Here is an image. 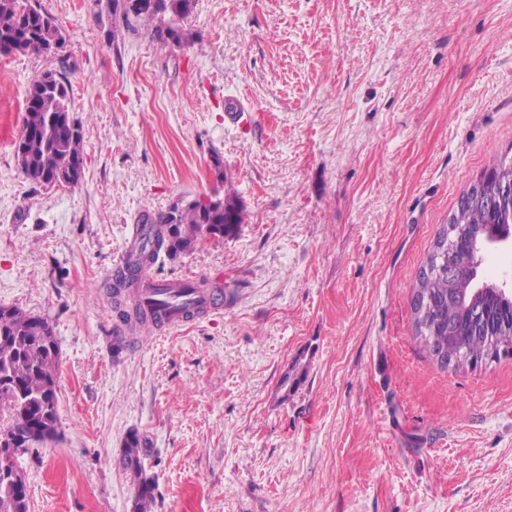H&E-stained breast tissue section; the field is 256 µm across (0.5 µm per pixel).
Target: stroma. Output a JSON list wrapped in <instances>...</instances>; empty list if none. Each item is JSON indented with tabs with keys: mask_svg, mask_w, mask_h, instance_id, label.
Here are the masks:
<instances>
[{
	"mask_svg": "<svg viewBox=\"0 0 512 512\" xmlns=\"http://www.w3.org/2000/svg\"><path fill=\"white\" fill-rule=\"evenodd\" d=\"M66 43L0 55V306L47 319L57 436L18 455L29 512H512V355L441 365L411 288L460 195L512 158V0H196L156 50L102 0H40ZM64 68L82 174L17 166L26 91ZM237 235L154 279L224 290L133 348L112 271L142 213L216 186ZM300 384L284 387L287 375ZM147 454L146 441L137 433H131L125 442V448L120 459L124 470L133 476L135 498L133 512H151L155 497V484L146 476L142 458Z\"/></svg>",
	"mask_w": 512,
	"mask_h": 512,
	"instance_id": "35a3bbf8",
	"label": "stroma"
}]
</instances>
